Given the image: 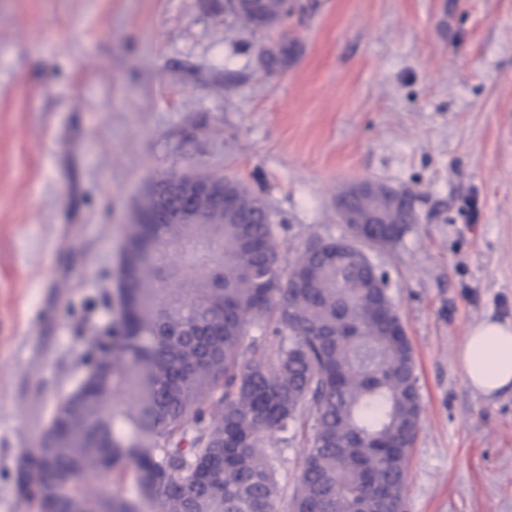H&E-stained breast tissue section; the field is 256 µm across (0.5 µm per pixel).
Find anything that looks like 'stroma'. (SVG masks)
Listing matches in <instances>:
<instances>
[{"mask_svg": "<svg viewBox=\"0 0 512 512\" xmlns=\"http://www.w3.org/2000/svg\"><path fill=\"white\" fill-rule=\"evenodd\" d=\"M296 2L251 33L224 0H0V512H26L16 461L80 379L124 227L171 170L262 197L285 264L344 235L341 188L413 194L417 222L369 252L421 402L404 512H512V392L455 362L473 326L512 322V0ZM306 448L275 445L279 512Z\"/></svg>", "mask_w": 512, "mask_h": 512, "instance_id": "stroma-1", "label": "stroma"}]
</instances>
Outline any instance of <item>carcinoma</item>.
Wrapping results in <instances>:
<instances>
[{
    "instance_id": "cac0c4a2",
    "label": "carcinoma",
    "mask_w": 512,
    "mask_h": 512,
    "mask_svg": "<svg viewBox=\"0 0 512 512\" xmlns=\"http://www.w3.org/2000/svg\"><path fill=\"white\" fill-rule=\"evenodd\" d=\"M224 9L250 31L261 17ZM178 173L150 187L158 208L173 201ZM236 209L224 223L156 224V248L131 259V230L118 272L112 329L93 337L85 371L56 400L34 447L17 463L29 512H277L282 489L271 437L298 432L314 415L290 512H402L410 449L421 413L406 336L373 320L396 309L369 265L328 260L336 241L312 240L281 265L272 214L238 180L223 177ZM337 202L374 216L370 246L397 244L399 201L382 190ZM313 286L299 284L303 269ZM223 272L213 288L208 269ZM224 303V335L160 336L204 325ZM264 322L273 346L248 339ZM112 479L97 493L92 480Z\"/></svg>"
}]
</instances>
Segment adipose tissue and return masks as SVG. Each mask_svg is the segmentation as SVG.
Wrapping results in <instances>:
<instances>
[{"label": "adipose tissue", "mask_w": 512, "mask_h": 512, "mask_svg": "<svg viewBox=\"0 0 512 512\" xmlns=\"http://www.w3.org/2000/svg\"><path fill=\"white\" fill-rule=\"evenodd\" d=\"M466 384L487 397L512 390V323L474 326L456 355Z\"/></svg>", "instance_id": "ef3b65f1"}]
</instances>
